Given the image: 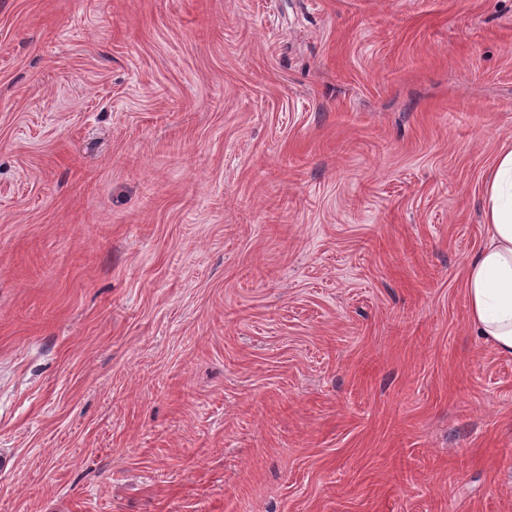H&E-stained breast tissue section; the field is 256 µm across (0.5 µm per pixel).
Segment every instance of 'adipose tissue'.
<instances>
[{
    "mask_svg": "<svg viewBox=\"0 0 512 512\" xmlns=\"http://www.w3.org/2000/svg\"><path fill=\"white\" fill-rule=\"evenodd\" d=\"M481 210L487 237L467 264L469 320L498 353L512 356V148L487 174Z\"/></svg>",
    "mask_w": 512,
    "mask_h": 512,
    "instance_id": "adipose-tissue-1",
    "label": "adipose tissue"
}]
</instances>
